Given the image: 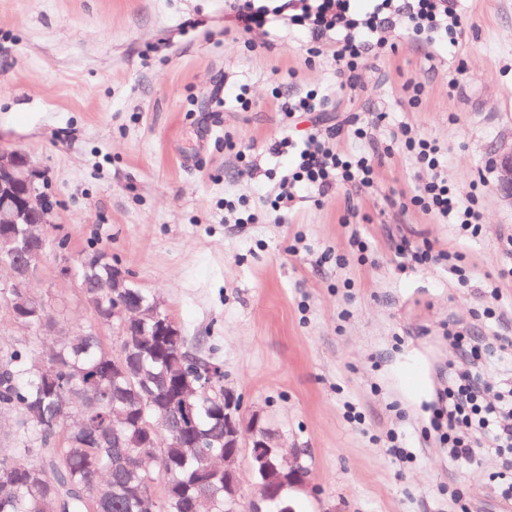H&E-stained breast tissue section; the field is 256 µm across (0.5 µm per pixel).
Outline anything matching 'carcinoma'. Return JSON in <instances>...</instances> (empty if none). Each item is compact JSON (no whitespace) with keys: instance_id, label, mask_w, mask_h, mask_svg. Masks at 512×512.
<instances>
[{"instance_id":"obj_1","label":"carcinoma","mask_w":512,"mask_h":512,"mask_svg":"<svg viewBox=\"0 0 512 512\" xmlns=\"http://www.w3.org/2000/svg\"><path fill=\"white\" fill-rule=\"evenodd\" d=\"M63 245L41 237L35 264ZM96 253L105 258L102 266H75L79 284L118 269L108 252ZM85 298L94 316L100 307L112 309V296L96 288L85 289ZM105 326L116 336L73 330L52 352L51 370L22 344L0 349V409L14 415L13 444L0 451V512H246L239 486L224 483V465L217 464L224 455V406L207 389L212 363L200 358L190 366L181 356L189 351L185 336L168 342L147 324L135 378H117L113 370L127 360L123 342L138 329L126 332L110 320ZM185 373L200 390L195 427L186 437H213L211 448H184L164 429L179 412L175 382ZM98 392L105 402L68 425L63 404L83 407ZM114 430L124 447H112ZM121 454L123 464L115 460ZM250 461L254 480L290 506L288 473Z\"/></svg>"}]
</instances>
